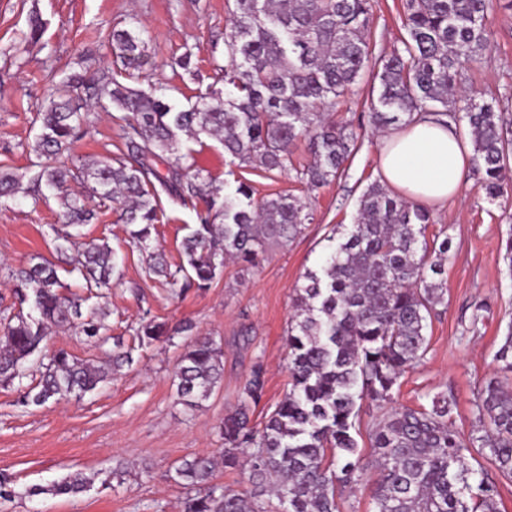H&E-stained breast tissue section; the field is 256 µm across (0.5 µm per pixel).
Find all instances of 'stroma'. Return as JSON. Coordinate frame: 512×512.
Here are the masks:
<instances>
[{
  "mask_svg": "<svg viewBox=\"0 0 512 512\" xmlns=\"http://www.w3.org/2000/svg\"><path fill=\"white\" fill-rule=\"evenodd\" d=\"M404 4L374 0L368 33L373 54L390 52L405 37ZM233 8V0H0V172L33 174L38 112L70 75H89L112 63L113 28L145 30L140 84L166 87L176 106L188 107L201 86L176 61L191 53L203 76L223 64ZM35 16L42 30L34 37ZM487 28L490 45L466 68L462 85L512 110V10L501 0L488 13ZM378 87L373 71L364 70L353 95L337 107V121L351 124L359 139L344 175L312 197L291 171L241 169L215 139L186 140L195 168L225 190L243 177L260 198L309 197L312 223L294 240L270 244L258 267L227 263L210 288L183 294L147 276L145 256L113 211L82 226V240H105L114 253L112 284L91 303L105 312L110 336L130 349L133 363L93 392L43 406H21L15 388L0 386V477L13 492L10 500L0 499V512H181L185 491L175 480L177 465L196 455L221 456L224 442L216 426L236 409L240 388L258 361L266 369L265 389L250 419L263 427L288 390L284 338L294 314V289L305 274L320 272L334 232L353 224L363 191L382 177L380 135L369 123ZM83 110L87 123L69 156L77 165L116 154L119 147L111 118L88 101ZM480 179L468 171L459 193L431 209L428 235L449 240L445 300L427 329L426 354L405 373L394 398L395 405L416 408L452 389L451 422L464 435L474 425L477 390L496 374L495 354L512 329V270L503 260L512 239V197L488 201ZM61 212L58 196L48 191L36 200L20 195L0 204V319L16 312L11 271L43 260L59 264L64 295L83 293L79 274L55 249ZM166 214L153 237L173 264L197 215L173 205ZM147 315L172 326L188 321L196 334L222 338L224 377L196 410L177 403L173 386L184 336L140 346L134 329ZM74 472L89 479L86 491L41 494V487Z\"/></svg>",
  "mask_w": 512,
  "mask_h": 512,
  "instance_id": "35a3bbf8",
  "label": "stroma"
}]
</instances>
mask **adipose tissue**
<instances>
[{
  "mask_svg": "<svg viewBox=\"0 0 512 512\" xmlns=\"http://www.w3.org/2000/svg\"><path fill=\"white\" fill-rule=\"evenodd\" d=\"M471 157L455 127L422 118L383 138L378 164L386 184L406 199L440 205L460 191Z\"/></svg>",
  "mask_w": 512,
  "mask_h": 512,
  "instance_id": "adipose-tissue-1",
  "label": "adipose tissue"
}]
</instances>
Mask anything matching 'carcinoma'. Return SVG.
Here are the masks:
<instances>
[{
    "label": "carcinoma",
    "instance_id": "cac0c4a2",
    "mask_svg": "<svg viewBox=\"0 0 512 512\" xmlns=\"http://www.w3.org/2000/svg\"><path fill=\"white\" fill-rule=\"evenodd\" d=\"M226 27L224 64L216 65L194 104L178 108L163 88H132L147 45L144 31L113 29V67L68 83L84 89L100 111L111 115L120 154L82 166L62 155L86 122L81 105L59 95L41 113L33 152L39 170L28 180L0 174V199L37 196L42 188L60 195L62 223L56 250L63 254L109 208L132 226L135 248L149 257L148 273L180 290L203 291L224 272L228 258L257 262L273 242L290 241L313 219L310 206L293 194L256 200L253 186L238 180L224 193L194 167L181 136L216 138L241 167L286 169L309 190L331 184L345 172L357 134L331 118L336 105L372 67L379 93L371 104L374 127L408 124L417 115L454 125L469 135L473 164L482 172L486 198L504 197L512 181V113L473 91L456 108L462 70L488 43L486 18L493 0H405L407 37L375 57L365 36L372 0H234ZM305 144L310 163L296 167L290 147ZM72 181L88 184L81 195ZM203 203L180 244L179 262L154 252L152 232L166 216L163 202ZM429 209L374 181L360 197L345 240L330 246L322 274L309 273L295 289L294 315L285 345L291 388L264 424L250 425L249 411L262 398L265 370L257 362L240 389L239 405L224 417V468L245 470L259 495L277 501L275 512H339L337 498L358 484L366 464L353 434L359 401L389 407L372 430L375 512H500L497 483L469 467L487 456L512 477V384L487 379L474 400L475 429L468 437L452 428V394L436 393L420 409L392 406L401 378L424 357L426 330L446 289L437 276L447 260L448 239L427 241ZM75 270L89 288L109 286L116 265L106 242L83 243ZM18 313L0 323V385H13L22 404L43 406L95 390L112 364L93 365L60 348L39 361L40 380L25 382L30 357L65 326L105 344L104 313L84 315L78 298L59 292L55 264L41 262L12 274ZM30 312L23 313L24 308ZM185 322L169 330L146 317L136 329L139 344L191 334ZM500 372L512 374V330L495 355ZM224 373V345L214 336L184 343L175 371L178 400L188 408L210 397ZM214 461L183 460L176 476L189 490L183 512H268L214 482ZM88 479L76 476L34 494H77Z\"/></svg>",
    "mask_w": 512,
    "mask_h": 512
}]
</instances>
